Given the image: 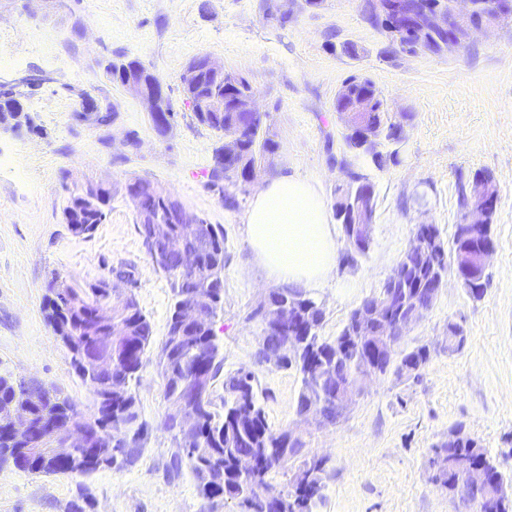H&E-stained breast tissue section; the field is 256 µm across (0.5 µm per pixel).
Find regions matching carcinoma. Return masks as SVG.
<instances>
[{
    "mask_svg": "<svg viewBox=\"0 0 512 512\" xmlns=\"http://www.w3.org/2000/svg\"><path fill=\"white\" fill-rule=\"evenodd\" d=\"M393 52L414 54L416 51H439V45L427 32L415 31L392 45ZM147 69L158 74L155 66L139 58H126L106 66L110 81L121 84L126 69ZM348 93H366L370 98L368 111L363 120L378 129L379 140L369 149L361 147L350 135H345L348 147L371 157L382 167L397 162L398 153L384 154L378 150L381 140L399 142L401 131L389 123L387 100L371 80L352 75L342 84ZM198 95L220 94L224 97V111L201 112L191 105L196 122L212 130L223 131L224 125L235 119L230 111L233 98L252 91L249 82L236 72H228L225 82L216 85L208 76L198 81ZM279 148L270 127L262 117L253 119L239 151L219 163L224 146L214 149L213 165L209 171L207 186L218 193L224 206L238 205L237 194L245 192L244 181L249 167L256 161L276 154ZM96 185L89 184L83 190L70 194L65 211L73 212L68 220L69 230L77 236H90L98 225L107 219V207L111 196L101 198L102 206L89 208L84 197L94 193ZM364 192L368 195L370 215L376 211L374 184L364 175L351 171L346 183L335 190V200L351 199ZM137 204L134 207L137 224H148L150 218L162 219L169 209L170 193L149 180H137L135 189ZM461 225H455L453 248L447 249L443 239L431 230H417V245L408 257L400 258L387 282L394 290V301L389 309V322L394 325L422 303L427 309L433 300H425L418 294V283L430 275L446 278L448 268L456 265L462 247ZM209 242L197 262L189 269H177L157 262L158 270L171 281L173 303L167 322V336L159 353L157 365L164 384V398L169 408L181 404L184 393L192 386L198 388L201 403L194 406L198 417L194 420L187 441H176L172 467L179 472L186 467L197 480L199 494L207 502L217 499L232 501L239 512H268L262 488L269 484L272 474L289 475L286 491L281 493L285 509L282 512H317L322 501L323 489L329 474L326 456L306 450L301 438L288 439V431L276 430L268 423L264 407L255 389V372L241 368L224 379L222 410L214 407L211 390L220 375L224 358L215 343L213 320L221 310L224 285L213 280L224 277V227L209 225ZM202 290L213 296L210 317L197 328L181 330L179 312L182 306ZM112 303V317L100 318V308ZM46 319L53 332L68 349L75 373L88 383L106 408L97 411L90 422L97 428L112 433L124 432L125 426L140 418L138 401L130 390L131 381L140 377L144 358L152 342V326L138 304L108 299L95 285L86 288L56 287L46 300ZM361 333L353 319H348L338 335L324 339L318 332L306 337V342L284 352L273 362L278 369L292 366L301 373V387L296 402L300 413L311 404L318 405L324 425L334 426L340 412L336 407V389L339 386L360 389L359 373L361 358ZM466 336L458 324H448V351L461 350ZM89 346L98 347L102 358L111 362V368L95 375L87 374L77 359L78 352ZM430 351L419 346L397 358L390 356L379 364V375L394 371L398 377H419L426 366ZM23 384L11 377L0 375V405L15 403L26 413L30 422V434L25 441L14 440L6 427L0 425V462H10L20 471L30 474H90L100 469L125 467L133 464L140 453L147 433L145 423L128 435L131 450L123 454L96 456L91 459L57 460L47 452L50 439L56 432L68 427L81 416L76 405L42 386L43 395L37 404L22 400ZM452 433L459 442L448 446L444 442L432 449L429 465L433 469L432 480L441 489L463 501H469L474 491L464 487L460 480L461 470L484 464L491 470L486 488L493 495L488 512H512V499L500 494L507 480L486 454L475 438L457 426ZM29 448H42L36 455Z\"/></svg>",
    "mask_w": 512,
    "mask_h": 512,
    "instance_id": "carcinoma-1",
    "label": "carcinoma"
}]
</instances>
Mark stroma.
Returning <instances> with one entry per match:
<instances>
[{
  "label": "stroma",
  "instance_id": "1",
  "mask_svg": "<svg viewBox=\"0 0 512 512\" xmlns=\"http://www.w3.org/2000/svg\"><path fill=\"white\" fill-rule=\"evenodd\" d=\"M367 0H324L308 10L291 0L279 24L280 0H0V76H45L27 90L30 127L0 129V374L34 378L69 397L84 417L98 402L71 368L70 354L49 326L45 298L53 277L84 288L112 266L132 265L136 300L151 322L148 362L134 391L148 426L135 465L85 475H31L0 464V512H64L88 490L90 512H200L189 470L174 475L176 451L163 430L168 412L156 354L167 334L170 280L153 266L137 231L126 185L149 179L208 223L224 227V304L213 328L224 371L253 368L269 424L299 431L310 452L327 456L330 478L318 512H469L430 477L433 446L454 426L476 438L512 478V27L476 32L468 45L440 55L394 58L388 39L367 19ZM362 46L356 59L339 44ZM209 54L244 76L268 112L279 149L266 177L311 180L326 207L342 169L365 174L377 207L371 242L354 265H336L310 294L321 301L320 336L335 337L351 312L379 291L409 247L417 224L437 225L452 243L463 210L459 181L491 172L499 199L492 231L496 251L481 300L448 274L433 306L398 348L424 345L430 359L419 378L386 374L336 425L319 428L296 413L300 375L255 362L261 335L252 312L275 284L252 262L244 214L250 195L228 208L206 187L220 133L199 125L179 75ZM155 65L178 112L168 139H157L148 112L105 75L120 55ZM352 75L369 78L396 111L406 112L398 164L375 166L349 150L336 93ZM114 104V122H75L83 96ZM137 144H129L128 133ZM111 186L104 224L74 236L64 209L71 192ZM460 324L464 348L449 352V324Z\"/></svg>",
  "mask_w": 512,
  "mask_h": 512
}]
</instances>
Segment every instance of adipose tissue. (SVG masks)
Masks as SVG:
<instances>
[{"instance_id":"adipose-tissue-1","label":"adipose tissue","mask_w":512,"mask_h":512,"mask_svg":"<svg viewBox=\"0 0 512 512\" xmlns=\"http://www.w3.org/2000/svg\"><path fill=\"white\" fill-rule=\"evenodd\" d=\"M254 261L278 284L321 286L336 265L334 227L308 179L280 174L254 193L244 215Z\"/></svg>"}]
</instances>
